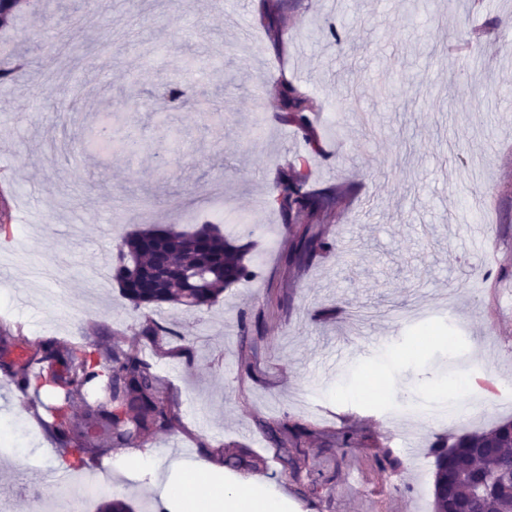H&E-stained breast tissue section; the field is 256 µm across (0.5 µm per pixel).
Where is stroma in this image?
I'll return each instance as SVG.
<instances>
[{
    "label": "stroma",
    "mask_w": 512,
    "mask_h": 512,
    "mask_svg": "<svg viewBox=\"0 0 512 512\" xmlns=\"http://www.w3.org/2000/svg\"><path fill=\"white\" fill-rule=\"evenodd\" d=\"M65 2L24 6L6 35L27 56L0 91V325L124 341L181 415L139 450L148 468L127 477L106 457L74 478L111 472V497L155 512L172 460L237 442L267 459L251 482L279 491L282 512H432L436 438L512 419V0H282L294 41L281 50L259 0ZM344 16L356 44L322 35ZM51 36L83 88L65 125L42 74ZM285 78L317 103L322 154L279 118ZM97 103L123 111L104 159L75 146ZM294 164L316 188L347 190L339 216L303 225L280 212L279 173ZM206 223L251 243L254 271L211 308L135 311L115 281L99 283L124 235ZM306 229L333 247L289 264ZM149 317L172 332L162 351L139 338ZM244 322L261 332L248 371ZM455 376L468 414L430 417ZM33 399L0 373L7 512H33L16 485L60 465ZM281 421L313 431L311 505L278 477L262 426ZM345 434L354 447H335Z\"/></svg>",
    "instance_id": "35a3bbf8"
}]
</instances>
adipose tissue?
<instances>
[{"instance_id": "ef3b65f1", "label": "adipose tissue", "mask_w": 512, "mask_h": 512, "mask_svg": "<svg viewBox=\"0 0 512 512\" xmlns=\"http://www.w3.org/2000/svg\"><path fill=\"white\" fill-rule=\"evenodd\" d=\"M168 501L181 505V512H277L278 494L256 496L249 483L233 489L216 484L210 467L195 464L183 467L178 480L164 487Z\"/></svg>"}]
</instances>
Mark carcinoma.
Instances as JSON below:
<instances>
[{
	"mask_svg": "<svg viewBox=\"0 0 512 512\" xmlns=\"http://www.w3.org/2000/svg\"><path fill=\"white\" fill-rule=\"evenodd\" d=\"M22 8L20 0H0V28L8 27ZM280 5L261 3L273 41L282 40ZM326 36L340 43L354 42L357 29L348 21L328 26ZM280 120L293 126L313 153L321 145L311 133L310 114L315 104L296 85L283 81L277 89ZM275 203L290 220L331 213L339 203L332 190H312L308 176L295 167L278 181ZM329 244L319 236H303L293 254L299 264L311 262ZM251 246L224 235L216 224H198L185 232L176 224L152 225L128 234L119 249L114 278L123 297L135 310L163 304L202 310L214 305L224 290L249 277ZM174 266V282L157 284L159 258ZM205 267L208 276L189 283L178 276L180 268ZM170 334L156 320L142 325L140 337L158 346ZM0 346L29 351L22 362L1 360L0 370L25 393L50 388V400L32 402L41 425L58 448L67 469L84 467L114 451L139 449L162 431L181 425L178 403L153 370L150 361L119 340L76 345L57 338L32 342L22 333L0 327ZM275 447L280 477L291 479L306 498L301 482L309 467V454L301 448L310 436L307 428L264 426ZM201 452L230 473L262 472L261 457L246 448L228 445L211 449L199 442ZM434 512H512V421L480 432L452 436L451 444L434 448Z\"/></svg>",
	"mask_w": 512,
	"mask_h": 512,
	"instance_id": "cac0c4a2",
	"label": "carcinoma"
}]
</instances>
